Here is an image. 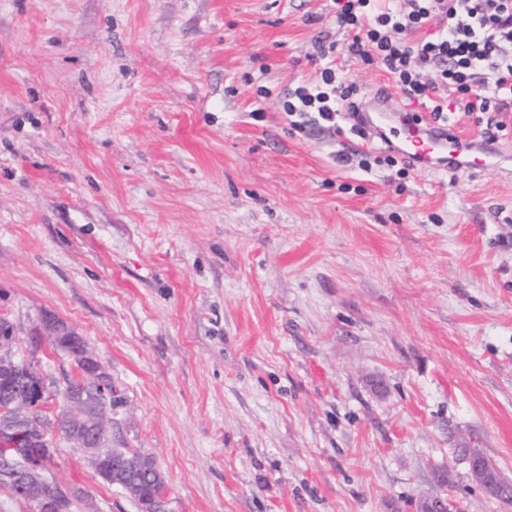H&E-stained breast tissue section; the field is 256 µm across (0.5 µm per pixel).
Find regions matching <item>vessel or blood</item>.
<instances>
[{"mask_svg":"<svg viewBox=\"0 0 512 512\" xmlns=\"http://www.w3.org/2000/svg\"><path fill=\"white\" fill-rule=\"evenodd\" d=\"M396 102V97L386 94L368 101L372 128L416 168L440 171L446 169L448 160L454 159L467 169L480 165L496 171L512 160V151L504 146L492 147L472 137L450 134L435 124L408 119Z\"/></svg>","mask_w":512,"mask_h":512,"instance_id":"obj_1","label":"vessel or blood"}]
</instances>
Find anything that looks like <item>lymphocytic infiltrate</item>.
I'll return each instance as SVG.
<instances>
[{
	"label": "lymphocytic infiltrate",
	"mask_w": 512,
	"mask_h": 512,
	"mask_svg": "<svg viewBox=\"0 0 512 512\" xmlns=\"http://www.w3.org/2000/svg\"><path fill=\"white\" fill-rule=\"evenodd\" d=\"M336 26L347 55L381 67L405 99L439 125L471 119L480 139L512 132V0H335ZM336 45L318 40L319 73L282 102L296 127L323 124L370 139L356 82L336 66ZM433 68L423 80L424 68Z\"/></svg>",
	"instance_id": "lymphocytic-infiltrate-1"
}]
</instances>
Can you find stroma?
<instances>
[{
  "instance_id": "1",
  "label": "stroma",
  "mask_w": 512,
  "mask_h": 512,
  "mask_svg": "<svg viewBox=\"0 0 512 512\" xmlns=\"http://www.w3.org/2000/svg\"><path fill=\"white\" fill-rule=\"evenodd\" d=\"M334 12L0 0V318L86 339L166 512H512L462 454L512 483V177L294 129ZM35 357L51 417L78 372ZM50 474L138 512L65 439ZM77 335L78 333L65 321L47 317L42 319L39 324L31 330L28 334V338L30 336H38V339L43 341L49 337L58 347L64 348L68 339L71 336Z\"/></svg>"
}]
</instances>
